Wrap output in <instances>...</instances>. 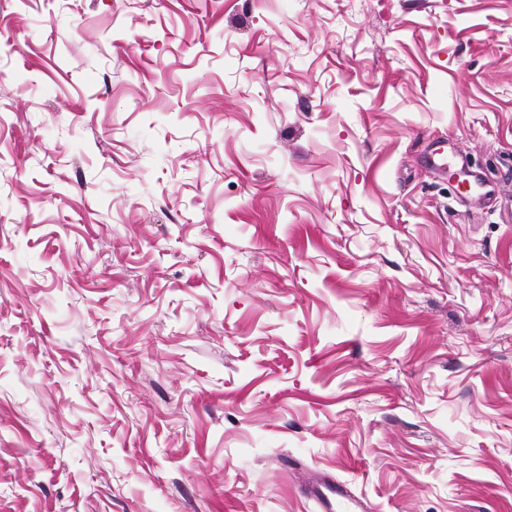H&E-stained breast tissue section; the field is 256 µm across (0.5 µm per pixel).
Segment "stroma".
I'll return each instance as SVG.
<instances>
[{
    "instance_id": "1",
    "label": "stroma",
    "mask_w": 512,
    "mask_h": 512,
    "mask_svg": "<svg viewBox=\"0 0 512 512\" xmlns=\"http://www.w3.org/2000/svg\"><path fill=\"white\" fill-rule=\"evenodd\" d=\"M310 469L512 512V0H0V512Z\"/></svg>"
}]
</instances>
